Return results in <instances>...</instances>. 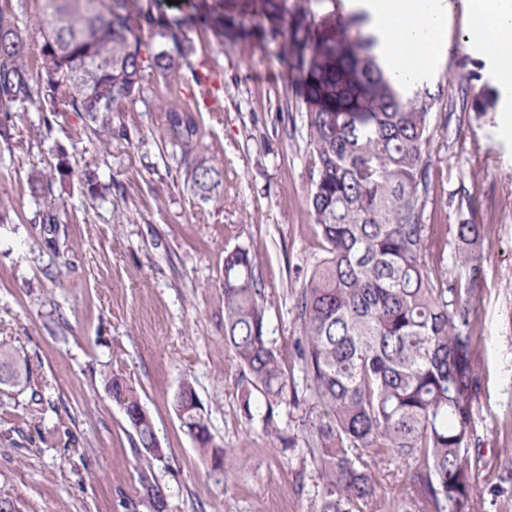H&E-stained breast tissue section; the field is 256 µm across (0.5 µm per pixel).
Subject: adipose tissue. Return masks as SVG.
<instances>
[{
  "mask_svg": "<svg viewBox=\"0 0 512 512\" xmlns=\"http://www.w3.org/2000/svg\"><path fill=\"white\" fill-rule=\"evenodd\" d=\"M386 38L383 48L396 71L424 75L446 47V0H367ZM468 41L494 58L501 87L512 90V0H471Z\"/></svg>",
  "mask_w": 512,
  "mask_h": 512,
  "instance_id": "1",
  "label": "adipose tissue"
}]
</instances>
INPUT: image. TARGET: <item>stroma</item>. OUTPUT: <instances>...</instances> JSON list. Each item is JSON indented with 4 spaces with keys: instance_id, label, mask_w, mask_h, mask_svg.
Instances as JSON below:
<instances>
[{
    "instance_id": "1",
    "label": "stroma",
    "mask_w": 512,
    "mask_h": 512,
    "mask_svg": "<svg viewBox=\"0 0 512 512\" xmlns=\"http://www.w3.org/2000/svg\"><path fill=\"white\" fill-rule=\"evenodd\" d=\"M448 45L421 83L437 92L425 217L455 222L460 207L485 226L483 277L473 301L472 348L481 390L471 447L489 472L512 449V96L476 109L466 86L497 88L495 64L466 41L469 0H447ZM266 0H152L157 14L190 18L196 52L164 83L145 69L136 100L115 113L100 144L89 121L58 101L51 112L15 103L0 112V341L30 368L0 389V495L20 512H311L319 474L305 446L306 405H283L268 435L262 412L240 410L242 372L224 348V256L255 252L269 334L294 340L293 305L323 255L312 188L302 77L282 41L263 37ZM212 13L238 27L219 35ZM192 109L206 155L224 174L220 200L194 195L166 106ZM66 163L70 174L32 189ZM98 195H90L86 173ZM134 386L164 455L147 461L107 379ZM190 380L224 448L214 469L172 406ZM395 512L404 464L371 458Z\"/></svg>"
}]
</instances>
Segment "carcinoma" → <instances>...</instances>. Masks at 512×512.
<instances>
[{
    "label": "carcinoma",
    "mask_w": 512,
    "mask_h": 512,
    "mask_svg": "<svg viewBox=\"0 0 512 512\" xmlns=\"http://www.w3.org/2000/svg\"><path fill=\"white\" fill-rule=\"evenodd\" d=\"M34 25L42 33L39 80L31 84L28 46L15 16L0 10V110L30 102L52 110L60 90L71 111L98 134H112V113L141 92L143 72L181 76L195 51L182 18L162 19L142 0H41ZM268 0L269 35L282 39L304 73L302 95L314 188L310 213L323 257L294 304L300 336L292 358L305 379L299 393L284 376V350L270 339L255 253L237 247L224 257V348L249 387L240 407L252 417V390L265 402L269 435L283 440L275 409L303 402L314 417L306 441L321 477L312 512H368L380 495L364 453L390 457L410 470L401 512H479L475 404L481 389L472 361L478 331L471 300L482 274L484 225L460 217L449 225L463 275L450 282L435 268L440 242L425 223L433 190L427 148L439 95L409 77H393L379 38L352 33L343 16L321 20L297 6ZM158 38L144 56L143 33ZM168 121L195 193H224L221 169L202 151L194 116L178 107ZM14 367L12 385L29 380L11 346L0 361ZM125 409L137 447L154 448L155 424L132 386L108 381ZM189 380L173 408L201 455L221 467L224 449L211 433Z\"/></svg>",
    "instance_id": "carcinoma-1"
}]
</instances>
